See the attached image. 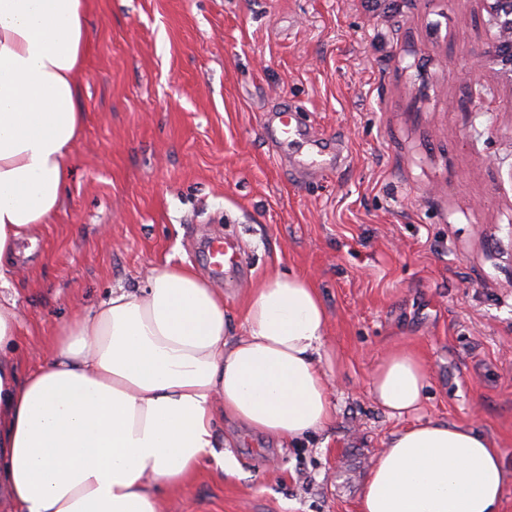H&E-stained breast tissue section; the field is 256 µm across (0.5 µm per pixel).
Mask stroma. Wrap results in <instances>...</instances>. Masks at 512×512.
I'll use <instances>...</instances> for the list:
<instances>
[{"label":"stroma","mask_w":512,"mask_h":512,"mask_svg":"<svg viewBox=\"0 0 512 512\" xmlns=\"http://www.w3.org/2000/svg\"><path fill=\"white\" fill-rule=\"evenodd\" d=\"M379 2L90 0L73 177L0 288L19 368L154 264L209 277L219 234L239 244V277L214 283L230 314L301 273L336 353L328 429L281 448L222 422L232 466L162 512H357L400 426L367 387L395 345L426 364L418 420L474 425L512 472V88L473 64L495 27L481 0ZM285 104L310 142L271 138Z\"/></svg>","instance_id":"35a3bbf8"}]
</instances>
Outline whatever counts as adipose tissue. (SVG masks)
Segmentation results:
<instances>
[{"label":"adipose tissue","instance_id":"1","mask_svg":"<svg viewBox=\"0 0 512 512\" xmlns=\"http://www.w3.org/2000/svg\"><path fill=\"white\" fill-rule=\"evenodd\" d=\"M88 18L89 0H0L1 287L72 179ZM20 327L15 304L0 303V498L11 512H160L204 462L227 463L219 419L285 444L335 419L327 310L297 273L273 272L251 291L238 333L216 288L166 265L61 323L48 359L25 374L13 358ZM427 386L424 361L396 347L369 393L403 419ZM511 481L472 425L418 422L390 435L358 512H501Z\"/></svg>","mask_w":512,"mask_h":512}]
</instances>
